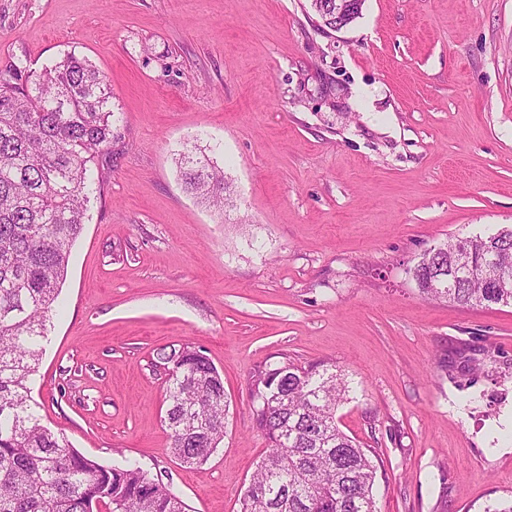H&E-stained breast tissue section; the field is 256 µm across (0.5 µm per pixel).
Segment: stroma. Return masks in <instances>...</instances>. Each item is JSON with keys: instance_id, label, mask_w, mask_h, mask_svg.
<instances>
[{"instance_id": "35a3bbf8", "label": "stroma", "mask_w": 512, "mask_h": 512, "mask_svg": "<svg viewBox=\"0 0 512 512\" xmlns=\"http://www.w3.org/2000/svg\"><path fill=\"white\" fill-rule=\"evenodd\" d=\"M109 80L116 137L29 382L42 424L139 465L189 512H240L268 445L253 375L335 363L378 512L512 499V306L422 299L431 247L512 227V0H0V71L65 54ZM366 97H359V89ZM194 146L231 206L187 193ZM224 378V441L170 450L163 347Z\"/></svg>"}]
</instances>
